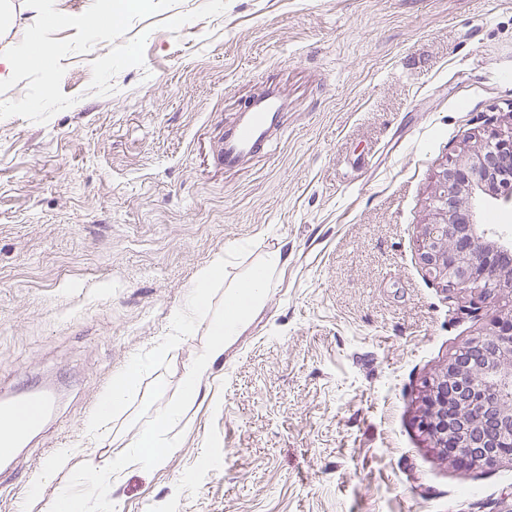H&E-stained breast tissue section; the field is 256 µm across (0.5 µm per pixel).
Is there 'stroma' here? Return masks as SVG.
<instances>
[{
	"instance_id": "35a3bbf8",
	"label": "stroma",
	"mask_w": 512,
	"mask_h": 512,
	"mask_svg": "<svg viewBox=\"0 0 512 512\" xmlns=\"http://www.w3.org/2000/svg\"><path fill=\"white\" fill-rule=\"evenodd\" d=\"M55 78L0 82V389L53 385L58 413L0 487V512H503L512 461L460 469L419 427L423 396L489 319L425 270L437 175L512 102V0H46ZM275 86L283 131L227 170L214 155ZM512 244V193L479 194ZM288 260L187 406L158 466H111L179 399L209 340L159 346L225 246ZM136 391L93 427L112 380ZM114 23L115 17L112 15V9L106 12L96 10L84 19L83 26L91 37H95L112 28ZM49 512H86L85 498L65 488L58 489L49 503Z\"/></svg>"
}]
</instances>
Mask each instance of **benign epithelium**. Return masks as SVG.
Segmentation results:
<instances>
[{"mask_svg": "<svg viewBox=\"0 0 512 512\" xmlns=\"http://www.w3.org/2000/svg\"><path fill=\"white\" fill-rule=\"evenodd\" d=\"M507 173L512 174L511 112L506 128L478 138L466 160H448L419 245L429 275L482 303L500 292L512 294V248L489 245L474 222L471 200L484 187L473 176L494 180ZM491 271L499 275L494 288L487 285ZM463 353L430 387L421 427L453 464L492 468L512 461V446L503 444L512 440V311L494 318L487 333Z\"/></svg>", "mask_w": 512, "mask_h": 512, "instance_id": "7a95c632", "label": "benign epithelium"}]
</instances>
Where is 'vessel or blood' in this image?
Segmentation results:
<instances>
[{
  "instance_id": "1",
  "label": "vessel or blood",
  "mask_w": 512,
  "mask_h": 512,
  "mask_svg": "<svg viewBox=\"0 0 512 512\" xmlns=\"http://www.w3.org/2000/svg\"><path fill=\"white\" fill-rule=\"evenodd\" d=\"M281 105L278 98L265 94L254 98L247 114L228 127L217 150V158L225 168L244 165L259 152L268 149L281 132ZM45 416L55 414L58 405L55 393L48 389L24 393L14 389L0 395V464H12L22 434L16 425L23 410Z\"/></svg>"
}]
</instances>
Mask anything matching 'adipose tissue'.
I'll return each instance as SVG.
<instances>
[{"mask_svg":"<svg viewBox=\"0 0 512 512\" xmlns=\"http://www.w3.org/2000/svg\"><path fill=\"white\" fill-rule=\"evenodd\" d=\"M53 21L54 17L49 10L44 9L33 14L28 38L18 48L0 55V81L12 79L21 69L40 63L39 34ZM237 253V248L225 249L198 273L185 304L176 316L177 323L185 331L198 321H208L211 340L183 373L181 402L159 409L154 428L140 433L135 442L140 461L148 464L163 461L164 449L172 445L168 434L181 422L184 404L197 398L203 380L208 378L215 362L223 356L225 347L240 335L252 311L262 303L275 274L286 262L282 250L274 249L263 253L237 279L225 282L223 309L221 313H213L212 290L218 282H224V269Z\"/></svg>","mask_w":512,"mask_h":512,"instance_id":"adipose-tissue-1","label":"adipose tissue"}]
</instances>
